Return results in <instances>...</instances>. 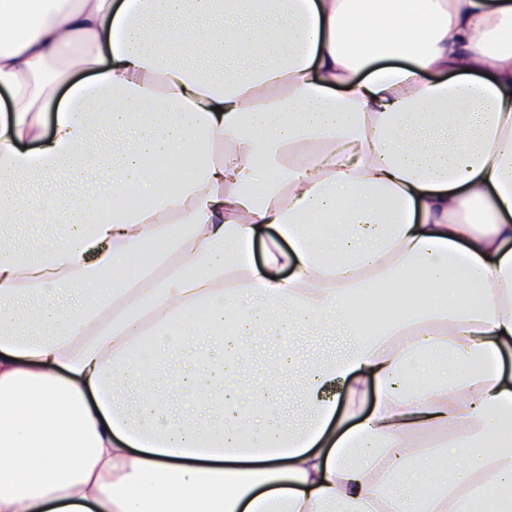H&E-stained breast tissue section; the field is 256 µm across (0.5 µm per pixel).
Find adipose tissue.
Listing matches in <instances>:
<instances>
[{
	"label": "adipose tissue",
	"instance_id": "1",
	"mask_svg": "<svg viewBox=\"0 0 512 512\" xmlns=\"http://www.w3.org/2000/svg\"><path fill=\"white\" fill-rule=\"evenodd\" d=\"M0 89V512H512V0H0Z\"/></svg>",
	"mask_w": 512,
	"mask_h": 512
}]
</instances>
